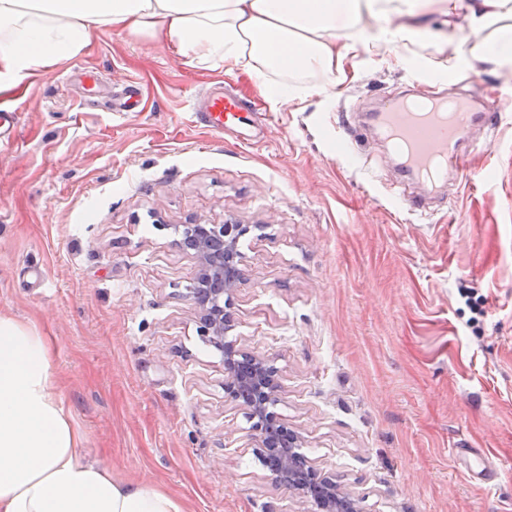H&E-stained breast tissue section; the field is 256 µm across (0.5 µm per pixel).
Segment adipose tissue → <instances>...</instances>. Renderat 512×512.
I'll use <instances>...</instances> for the list:
<instances>
[{"mask_svg":"<svg viewBox=\"0 0 512 512\" xmlns=\"http://www.w3.org/2000/svg\"><path fill=\"white\" fill-rule=\"evenodd\" d=\"M473 35L432 43L445 74L463 61L512 72V0H439ZM430 0H0V92L50 78L102 31L157 39L186 65L247 75L271 107L335 94L368 50L365 20L398 19L379 42L415 43ZM44 336L0 315V512H182L166 492L79 452Z\"/></svg>","mask_w":512,"mask_h":512,"instance_id":"adipose-tissue-1","label":"adipose tissue"}]
</instances>
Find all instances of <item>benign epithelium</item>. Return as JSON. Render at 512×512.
Listing matches in <instances>:
<instances>
[{
    "label": "benign epithelium",
    "instance_id": "obj_1",
    "mask_svg": "<svg viewBox=\"0 0 512 512\" xmlns=\"http://www.w3.org/2000/svg\"><path fill=\"white\" fill-rule=\"evenodd\" d=\"M246 232V227L231 222L191 226L188 249L194 251L200 266V287L194 289L192 298L201 335L210 337L211 342L224 351V369L229 377L228 393L251 411V418L255 419L253 428L260 434L261 447L277 448L279 438L266 435L262 425L269 406L277 401L280 385L275 375L267 371L268 363L264 358L243 353L235 344L224 342V304L231 303L240 272L231 269L223 277L213 275L223 262V255L235 252L239 238ZM288 439L292 448L282 452L277 482L302 492L313 503L316 512H359L357 500L316 469H311L305 479L295 473L293 454L302 446V437L290 430Z\"/></svg>",
    "mask_w": 512,
    "mask_h": 512
}]
</instances>
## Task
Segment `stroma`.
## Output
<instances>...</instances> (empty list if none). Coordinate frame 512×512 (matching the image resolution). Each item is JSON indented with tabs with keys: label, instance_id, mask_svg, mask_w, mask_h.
I'll list each match as a JSON object with an SVG mask.
<instances>
[{
	"label": "stroma",
	"instance_id": "35a3bbf8",
	"mask_svg": "<svg viewBox=\"0 0 512 512\" xmlns=\"http://www.w3.org/2000/svg\"><path fill=\"white\" fill-rule=\"evenodd\" d=\"M412 80L512 93V74L363 54L335 96L273 111L245 75L104 31L0 94L17 114L0 139V314L49 341L87 459L185 512H313L261 465L224 354L197 331L200 270L181 241L191 219L231 221L248 231L226 338L276 368L273 411L309 465L361 512H512V110L472 129L469 169L414 211L397 157L358 128ZM131 81L136 111L107 110ZM210 86L256 103L257 144L188 123ZM461 441L493 482L452 455Z\"/></svg>",
	"mask_w": 512,
	"mask_h": 512
}]
</instances>
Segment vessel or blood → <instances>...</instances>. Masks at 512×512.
Returning <instances> with one entry per match:
<instances>
[{
	"instance_id": "obj_1",
	"label": "vessel or blood",
	"mask_w": 512,
	"mask_h": 512,
	"mask_svg": "<svg viewBox=\"0 0 512 512\" xmlns=\"http://www.w3.org/2000/svg\"><path fill=\"white\" fill-rule=\"evenodd\" d=\"M248 105L231 93L209 94L203 108L192 112L193 123L223 132L250 119ZM501 119L497 107L471 94L453 97L398 94L383 99L370 115L374 129L396 151L401 184H418L413 209L426 208L438 184L466 168L471 153L469 132L480 124L494 128Z\"/></svg>"
}]
</instances>
